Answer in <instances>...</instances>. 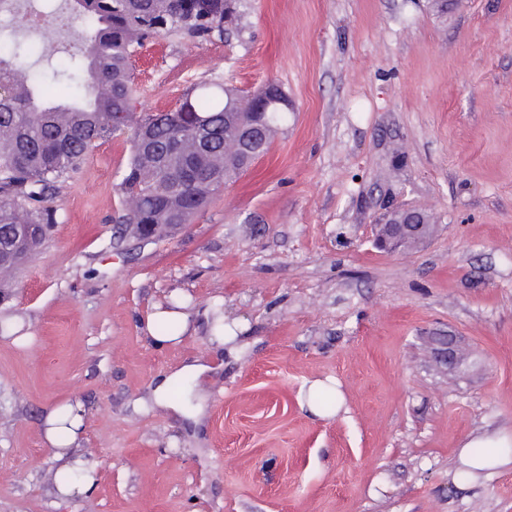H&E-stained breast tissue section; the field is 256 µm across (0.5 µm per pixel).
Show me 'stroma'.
Masks as SVG:
<instances>
[{"label": "stroma", "instance_id": "stroma-1", "mask_svg": "<svg viewBox=\"0 0 512 512\" xmlns=\"http://www.w3.org/2000/svg\"><path fill=\"white\" fill-rule=\"evenodd\" d=\"M133 73L140 112L271 81L294 110L144 247H112L125 137L64 187L0 288L28 337H0V512H512V463L454 480L472 436L512 439V0H245L221 39L155 37ZM397 207L435 219L417 250L374 245ZM177 298L189 329L157 350L146 318ZM188 364L207 368L193 420L152 401ZM318 380L338 408L316 416ZM75 401L69 453L96 484L63 503L43 419Z\"/></svg>", "mask_w": 512, "mask_h": 512}]
</instances>
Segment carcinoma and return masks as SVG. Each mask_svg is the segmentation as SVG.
<instances>
[{"label":"carcinoma","mask_w":512,"mask_h":512,"mask_svg":"<svg viewBox=\"0 0 512 512\" xmlns=\"http://www.w3.org/2000/svg\"><path fill=\"white\" fill-rule=\"evenodd\" d=\"M71 14L88 22L80 57L52 72L54 81L79 82L65 102L50 101L42 81L28 75V52L20 27L0 29V263L17 267L31 259L57 223L56 204L65 184L99 143L125 135L130 158L119 183L128 201L116 219L112 247L123 248L142 226L162 231L188 224L211 196L236 181L249 164L224 157L223 139L253 118L252 100L234 87L196 85L168 110L142 113L131 122L135 91L131 58L147 41L178 34L209 41L224 31V0H65ZM257 160L288 122V113L259 115ZM196 176L179 181L182 165ZM27 228L16 231L19 215Z\"/></svg>","instance_id":"cac0c4a2"}]
</instances>
